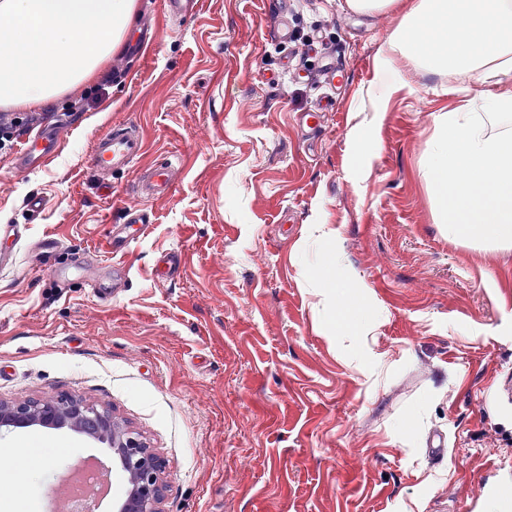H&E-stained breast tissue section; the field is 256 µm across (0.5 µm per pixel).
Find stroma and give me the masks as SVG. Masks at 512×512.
<instances>
[{
	"label": "stroma",
	"mask_w": 512,
	"mask_h": 512,
	"mask_svg": "<svg viewBox=\"0 0 512 512\" xmlns=\"http://www.w3.org/2000/svg\"><path fill=\"white\" fill-rule=\"evenodd\" d=\"M161 0H137L111 59L125 81L100 104L50 114L70 123L46 168L10 170L0 139V400L69 394L113 410L167 463L165 512H483L458 489L488 484L512 512V249L449 240L434 219L424 158L438 116L472 98L512 92L394 61L379 75L395 12L359 15L347 0H292L289 23L303 76L282 69L259 0H201L172 20ZM347 68L336 110L303 146L295 113L321 93L311 38ZM386 79L385 94L368 95ZM119 122L147 139L144 163L177 152L184 171L152 222L109 260L103 246L134 203V171L112 194L88 167L95 136ZM374 141L354 156L353 138ZM42 195L41 214L24 209ZM293 209L289 235L282 212ZM336 230L345 304L322 306L314 225ZM63 238L81 266L45 267L35 245ZM180 270L157 280L165 254ZM130 270L112 286V265ZM113 288L101 303L85 286ZM377 311L373 359L327 339L353 333L349 312ZM445 437L431 458L433 434ZM0 512H44L46 491L80 456L107 448L68 430L0 435Z\"/></svg>",
	"instance_id": "35a3bbf8"
}]
</instances>
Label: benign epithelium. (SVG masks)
<instances>
[{
  "instance_id": "benign-epithelium-1",
  "label": "benign epithelium",
  "mask_w": 512,
  "mask_h": 512,
  "mask_svg": "<svg viewBox=\"0 0 512 512\" xmlns=\"http://www.w3.org/2000/svg\"><path fill=\"white\" fill-rule=\"evenodd\" d=\"M35 426L66 427L112 448L116 461L131 476L117 512H164L168 484L163 456L113 412L68 395L40 398L35 405L30 400L0 402V433Z\"/></svg>"
}]
</instances>
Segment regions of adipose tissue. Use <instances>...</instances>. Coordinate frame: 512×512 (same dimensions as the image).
I'll return each mask as SVG.
<instances>
[{
  "label": "adipose tissue",
  "mask_w": 512,
  "mask_h": 512,
  "mask_svg": "<svg viewBox=\"0 0 512 512\" xmlns=\"http://www.w3.org/2000/svg\"><path fill=\"white\" fill-rule=\"evenodd\" d=\"M136 0H0V106L33 107L78 89L123 42ZM417 62L480 82L512 77V0H411L378 62ZM334 230L316 225L326 298L339 294Z\"/></svg>",
  "instance_id": "ef3b65f1"
}]
</instances>
